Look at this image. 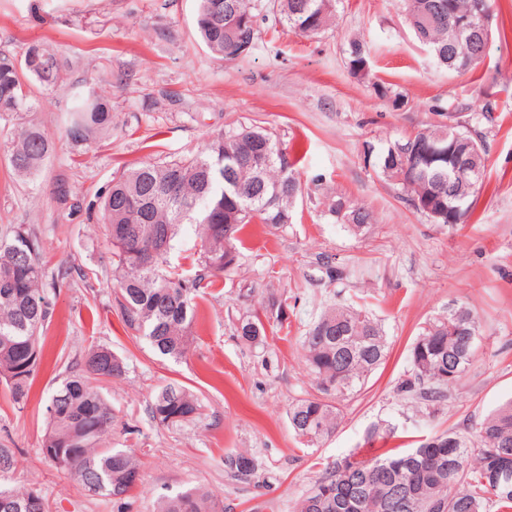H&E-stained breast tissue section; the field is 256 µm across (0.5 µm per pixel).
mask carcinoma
<instances>
[{"instance_id":"cac0c4a2","label":"carcinoma","mask_w":512,"mask_h":512,"mask_svg":"<svg viewBox=\"0 0 512 512\" xmlns=\"http://www.w3.org/2000/svg\"><path fill=\"white\" fill-rule=\"evenodd\" d=\"M198 0L197 33L207 50L226 61L252 53L233 49L229 33L244 24L257 40L267 13L281 16L305 36H317L335 22L331 0ZM476 0H407L406 21L435 60L448 70H467L482 61L476 55L481 37L493 36L492 0L484 13ZM347 66L352 76L370 75L369 53L358 39L349 44ZM65 64L44 45L28 46L17 60L0 58V112H32L49 103L64 84ZM72 108L64 127L75 151L111 122L110 108L95 87H70ZM472 144L463 164L485 167V146L466 126L448 131L432 125L388 144L378 156L383 175L394 180L389 158L401 148L417 168L399 184L415 209L436 224L448 223V146L451 134ZM13 173L32 179L55 152V138L42 126L28 125L8 136ZM300 181L288 148L260 127H230L192 156L170 160L148 158L112 178L101 197L104 235L112 248V271L119 293L122 321L134 337L145 340L163 357L181 359L187 352L197 318L195 298L234 265L236 241L243 226L254 220L275 229L292 220ZM328 212L351 231L374 223L371 210L342 195L328 198ZM194 227L199 243L198 270L189 272L171 262L182 226ZM48 272L39 257L34 233L17 228L0 238V381L17 404L28 399L31 380L43 359L42 334L50 323L53 303ZM284 294L269 293L258 310L237 319L238 339L249 346L266 343L267 331L288 328ZM477 322L466 305L430 319L410 350V370L399 390L427 405L443 401L457 387L476 354ZM301 347L317 381L318 394L293 401L288 422L301 442L313 447L332 435L339 424V405L360 391L368 375L385 362L389 347L381 325L364 309L331 306L318 318ZM126 360L105 345L91 347L69 368L48 397L47 430L40 454L47 449L68 456L58 471L76 480L92 496L112 498L124 512L140 474V460L129 448H110L105 440L128 424L99 387L101 381L125 378ZM151 419L163 427L199 420L203 405L187 387L167 384L157 389ZM397 429L374 427L365 441L388 442ZM235 476L247 478L256 469L252 457L240 453L226 460ZM16 464L14 452L0 448V498L19 505V512H49L47 499L36 490L17 491L6 475ZM494 503L512 512V401L485 418L467 434H435L416 448H389L370 456L357 448L326 469L296 502L295 512H486ZM156 512H218L196 488L163 492Z\"/></svg>"}]
</instances>
